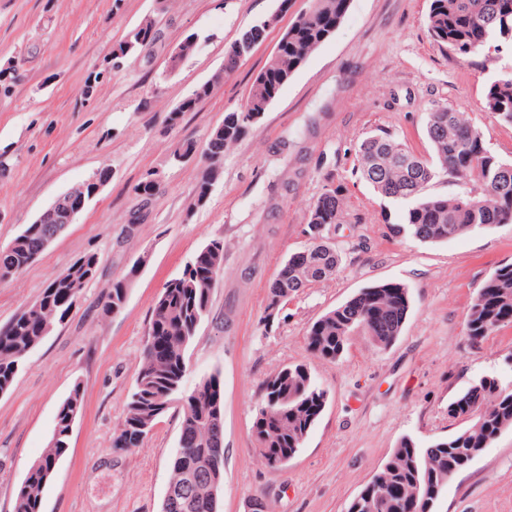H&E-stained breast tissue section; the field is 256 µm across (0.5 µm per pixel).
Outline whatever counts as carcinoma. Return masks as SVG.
<instances>
[{
  "mask_svg": "<svg viewBox=\"0 0 512 512\" xmlns=\"http://www.w3.org/2000/svg\"><path fill=\"white\" fill-rule=\"evenodd\" d=\"M350 0H313L282 34L275 51L253 78L248 97L237 112L213 128L202 149L191 140L178 142L175 158L202 152L209 163L197 183L193 206L206 204L217 180L224 153L260 123L268 106L310 54L331 37L344 19ZM276 17L261 20L241 31L225 49L224 77L249 58L248 39L266 36ZM430 38L466 59L486 52L512 54V0H431L427 16ZM158 42L154 21L146 19L131 29L112 51V70L120 71L131 59L151 56ZM197 36H187L169 58V72L194 54ZM220 86L210 79L167 115L173 127L186 112ZM484 109L512 126V64L489 81ZM426 133L433 148L427 159L386 133L373 134L357 147L358 169L381 197L402 207L396 233L421 243H443L460 235L512 224V162L495 155L482 132L462 112L437 103L426 115ZM453 179L452 195L426 193L440 174ZM154 174L134 186L148 204L160 193ZM344 221L342 195L330 189L309 206L306 246L288 256L267 287L264 322L274 311L309 285L336 273L339 255L332 237ZM65 225L53 221L25 226L7 246L0 247V281L22 273L58 236ZM98 271L93 254L79 258L53 278L40 297L0 327V393L8 392L30 354L43 342L55 323L62 321L85 285ZM224 271V242L212 239L168 281L157 297L143 350L141 365L127 405V414L113 438V447H133L147 436L156 421L172 408L180 415L178 449L172 459V479L161 512H218V494L224 480V405L218 375L210 374L186 388V351L208 316L211 294ZM131 278L112 279L99 305L103 314L121 312ZM411 299L409 287L396 281L360 289L341 305L317 319L307 333L310 353L335 361L350 337L358 332L385 349L401 335ZM512 324V263L500 265L479 288L466 320V337L482 342L499 328ZM327 393L314 380L306 364L285 366L264 383L256 409L255 447L268 467L285 466L296 454L320 417ZM84 410V395L75 384L61 404L43 458L28 470L14 512H41V499L50 480V465L68 450L72 425ZM448 415L467 426L442 439L420 445L402 437L370 485L388 488V498L352 501L347 512H405L402 500L415 499L417 512H436L434 487L446 488L506 429H512V378L487 374L471 381L448 404Z\"/></svg>",
  "mask_w": 512,
  "mask_h": 512,
  "instance_id": "cac0c4a2",
  "label": "carcinoma"
}]
</instances>
